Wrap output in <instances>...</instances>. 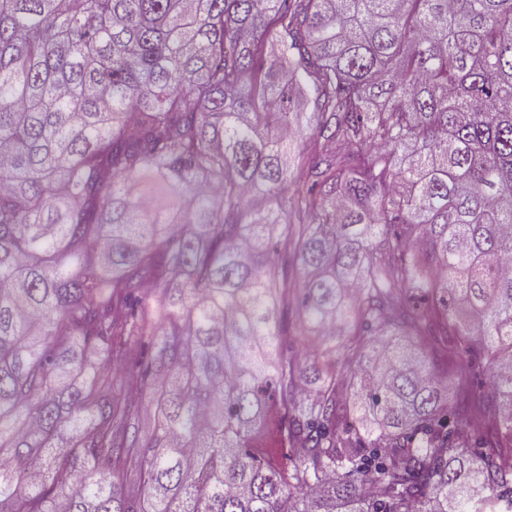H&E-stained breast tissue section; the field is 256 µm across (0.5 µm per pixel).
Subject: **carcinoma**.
<instances>
[{"label": "carcinoma", "instance_id": "obj_1", "mask_svg": "<svg viewBox=\"0 0 512 512\" xmlns=\"http://www.w3.org/2000/svg\"><path fill=\"white\" fill-rule=\"evenodd\" d=\"M0 512H512V0H0Z\"/></svg>", "mask_w": 512, "mask_h": 512}]
</instances>
